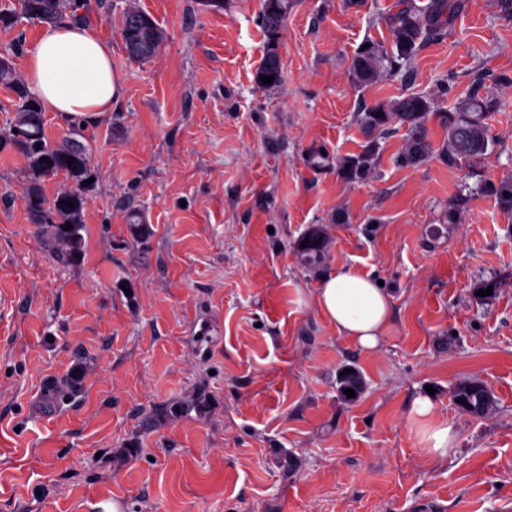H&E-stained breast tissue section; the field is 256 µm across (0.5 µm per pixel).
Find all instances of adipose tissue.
Instances as JSON below:
<instances>
[{
  "mask_svg": "<svg viewBox=\"0 0 512 512\" xmlns=\"http://www.w3.org/2000/svg\"><path fill=\"white\" fill-rule=\"evenodd\" d=\"M26 70L45 109L65 117L94 119L111 111L120 94L109 45L67 20L42 29L27 53ZM313 301L338 336L363 350H376L391 327L392 298L370 275L332 270L321 278ZM409 425L424 455H448L453 438L430 398L414 401Z\"/></svg>",
  "mask_w": 512,
  "mask_h": 512,
  "instance_id": "adipose-tissue-1",
  "label": "adipose tissue"
}]
</instances>
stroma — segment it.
Here are the masks:
<instances>
[{"label":"stroma","instance_id":"stroma-1","mask_svg":"<svg viewBox=\"0 0 512 512\" xmlns=\"http://www.w3.org/2000/svg\"><path fill=\"white\" fill-rule=\"evenodd\" d=\"M392 2L297 0L269 89L262 0H90L121 94L91 122L45 115L51 143L76 128L89 151L78 256L32 222L26 161L0 150V512H512V211L491 191L512 178V0H463L407 72L357 88L352 59L390 42ZM132 5L166 34L148 63L121 38ZM410 94L448 111L494 98V146L448 166L432 114L422 165L402 162L395 124L367 179L310 166L361 151L362 105ZM314 228L322 271L392 296L376 351L316 309L296 252ZM76 360L91 368L78 392ZM346 367L364 381L353 401ZM469 380L491 414L457 407ZM430 386L454 438L441 460L408 424ZM458 398H462L466 405L457 402ZM454 400L460 410L478 417L485 416L494 407V399L490 390L483 382L477 380L461 383L454 392Z\"/></svg>","mask_w":512,"mask_h":512}]
</instances>
